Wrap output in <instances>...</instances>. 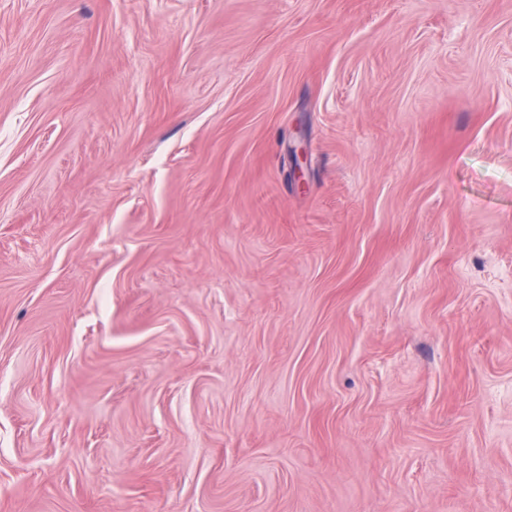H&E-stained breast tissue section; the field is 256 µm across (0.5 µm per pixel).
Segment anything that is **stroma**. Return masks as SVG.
I'll use <instances>...</instances> for the list:
<instances>
[{
    "instance_id": "35a3bbf8",
    "label": "stroma",
    "mask_w": 512,
    "mask_h": 512,
    "mask_svg": "<svg viewBox=\"0 0 512 512\" xmlns=\"http://www.w3.org/2000/svg\"><path fill=\"white\" fill-rule=\"evenodd\" d=\"M0 512H512V0H0Z\"/></svg>"
}]
</instances>
